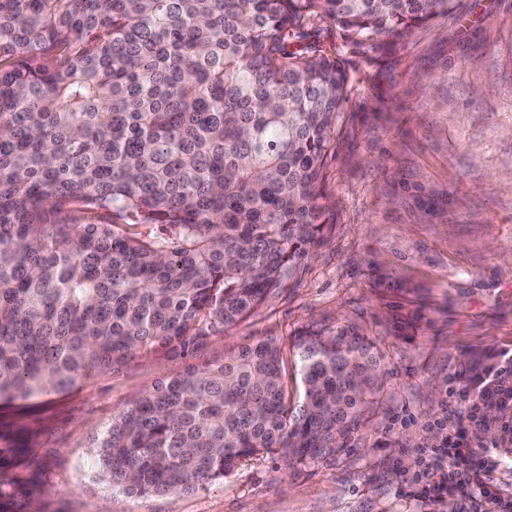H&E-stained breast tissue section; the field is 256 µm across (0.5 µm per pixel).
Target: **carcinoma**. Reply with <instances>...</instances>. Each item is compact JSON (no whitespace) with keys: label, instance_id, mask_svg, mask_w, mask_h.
Here are the masks:
<instances>
[{"label":"carcinoma","instance_id":"1","mask_svg":"<svg viewBox=\"0 0 512 512\" xmlns=\"http://www.w3.org/2000/svg\"><path fill=\"white\" fill-rule=\"evenodd\" d=\"M450 0H0V407L244 320L324 237L320 181L348 74ZM369 340H259L192 367L93 440L103 480L193 492L247 456L346 450L378 391ZM476 430L512 442L477 390Z\"/></svg>","mask_w":512,"mask_h":512}]
</instances>
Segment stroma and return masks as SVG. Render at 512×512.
<instances>
[{
	"instance_id": "stroma-1",
	"label": "stroma",
	"mask_w": 512,
	"mask_h": 512,
	"mask_svg": "<svg viewBox=\"0 0 512 512\" xmlns=\"http://www.w3.org/2000/svg\"><path fill=\"white\" fill-rule=\"evenodd\" d=\"M312 38L349 76L323 169L329 229L285 288L193 354L136 356L67 393L0 408V512H440L404 494L482 358L512 352V0H452L377 62L327 18ZM350 328L381 388L345 452L242 458L193 493L146 500L100 480L92 440L163 378L260 338Z\"/></svg>"
}]
</instances>
